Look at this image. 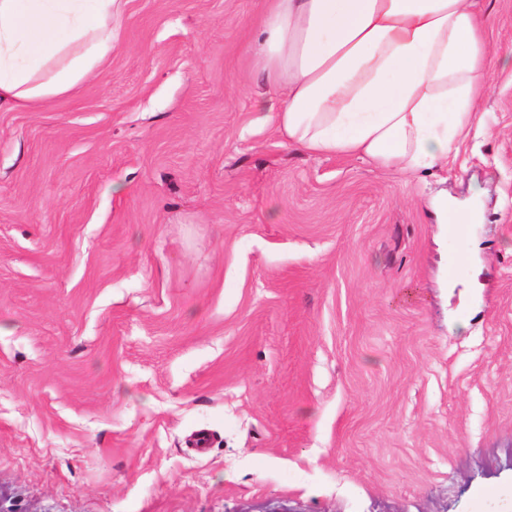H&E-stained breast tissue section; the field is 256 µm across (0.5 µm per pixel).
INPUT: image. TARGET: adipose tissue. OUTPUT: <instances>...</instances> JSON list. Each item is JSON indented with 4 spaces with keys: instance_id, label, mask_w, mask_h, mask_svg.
<instances>
[{
    "instance_id": "ef3b65f1",
    "label": "adipose tissue",
    "mask_w": 512,
    "mask_h": 512,
    "mask_svg": "<svg viewBox=\"0 0 512 512\" xmlns=\"http://www.w3.org/2000/svg\"><path fill=\"white\" fill-rule=\"evenodd\" d=\"M125 0H0V107L70 94L112 54ZM482 0H267L251 45L276 90L255 102L314 156L404 175L446 164L495 67Z\"/></svg>"
}]
</instances>
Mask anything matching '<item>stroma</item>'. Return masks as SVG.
Wrapping results in <instances>:
<instances>
[{
  "instance_id": "stroma-1",
  "label": "stroma",
  "mask_w": 512,
  "mask_h": 512,
  "mask_svg": "<svg viewBox=\"0 0 512 512\" xmlns=\"http://www.w3.org/2000/svg\"><path fill=\"white\" fill-rule=\"evenodd\" d=\"M264 9L126 0L105 65L0 109V512L512 492V65L445 167L312 156L252 122Z\"/></svg>"
}]
</instances>
